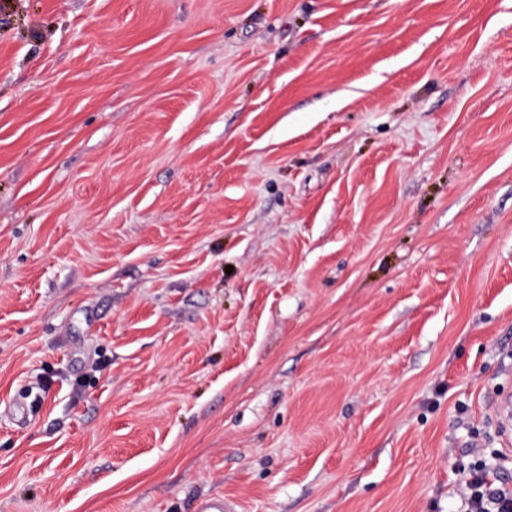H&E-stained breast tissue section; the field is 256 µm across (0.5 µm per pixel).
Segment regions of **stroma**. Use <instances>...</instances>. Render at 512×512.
<instances>
[{
    "label": "stroma",
    "mask_w": 512,
    "mask_h": 512,
    "mask_svg": "<svg viewBox=\"0 0 512 512\" xmlns=\"http://www.w3.org/2000/svg\"><path fill=\"white\" fill-rule=\"evenodd\" d=\"M506 391L512 0H0V512H458Z\"/></svg>",
    "instance_id": "1"
}]
</instances>
